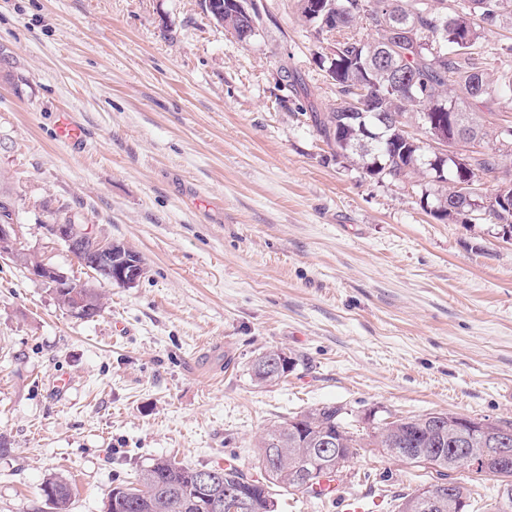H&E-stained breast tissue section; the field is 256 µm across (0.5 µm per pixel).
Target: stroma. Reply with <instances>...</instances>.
<instances>
[{"instance_id": "35a3bbf8", "label": "stroma", "mask_w": 512, "mask_h": 512, "mask_svg": "<svg viewBox=\"0 0 512 512\" xmlns=\"http://www.w3.org/2000/svg\"><path fill=\"white\" fill-rule=\"evenodd\" d=\"M242 43L200 0H0V192L26 249L90 281L48 224L137 251L133 287L87 321L0 257V512H104L153 459L254 470L265 428L343 406L376 420L455 412L512 423V241L433 214L444 185L371 177L309 115L339 101L297 0H262ZM512 12L482 43L512 68ZM84 132L72 152L59 113ZM293 364L257 383L253 360ZM66 381L58 390L57 381ZM342 496L366 512L434 472L358 449ZM45 485H51L54 488L52 497L45 496L46 501L52 506L54 512H69L73 489L68 480L57 476L49 479Z\"/></svg>"}]
</instances>
